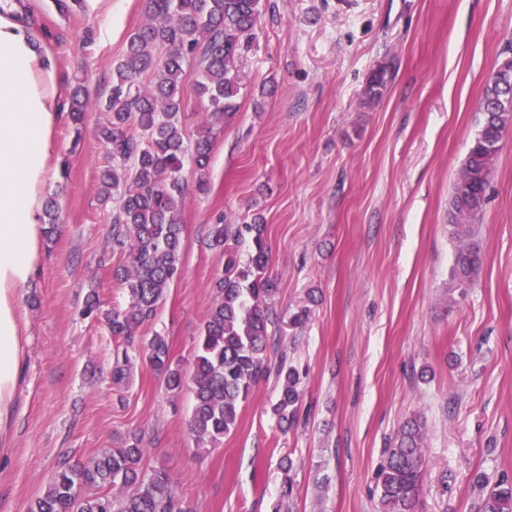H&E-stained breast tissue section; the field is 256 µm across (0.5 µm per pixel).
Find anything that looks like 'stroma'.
Listing matches in <instances>:
<instances>
[{"label":"stroma","instance_id":"obj_1","mask_svg":"<svg viewBox=\"0 0 512 512\" xmlns=\"http://www.w3.org/2000/svg\"><path fill=\"white\" fill-rule=\"evenodd\" d=\"M17 19L52 51L66 90L106 97L144 0L60 12L16 0ZM111 19L102 42L99 25ZM512 44V0H262L241 58L238 109L216 131L206 171L185 163L181 277L144 336H165L190 370L224 257L218 217L263 218L279 293L276 327L300 373L307 423L282 429L279 387L261 383L237 427L197 447L190 388L169 392L144 362L111 381L115 344L82 314L97 291L127 295L100 258L115 202H102L103 113L81 133L62 118L43 198L59 217L34 278L11 447L0 448V512H31L54 472L142 435L147 468L169 470L194 512H379L374 474L387 438L413 415L427 431L417 512H478L476 474L512 479V134L477 223L473 288L448 301L451 188L481 127L484 84ZM391 68L383 96L368 80ZM206 191H198V180ZM290 457L293 495L281 496Z\"/></svg>","mask_w":512,"mask_h":512}]
</instances>
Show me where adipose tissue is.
Wrapping results in <instances>:
<instances>
[{"label":"adipose tissue","instance_id":"ef3b65f1","mask_svg":"<svg viewBox=\"0 0 512 512\" xmlns=\"http://www.w3.org/2000/svg\"><path fill=\"white\" fill-rule=\"evenodd\" d=\"M15 0H0V441L26 355L27 325L18 292L33 278L44 236L43 189L63 91L48 49L15 18Z\"/></svg>","mask_w":512,"mask_h":512}]
</instances>
